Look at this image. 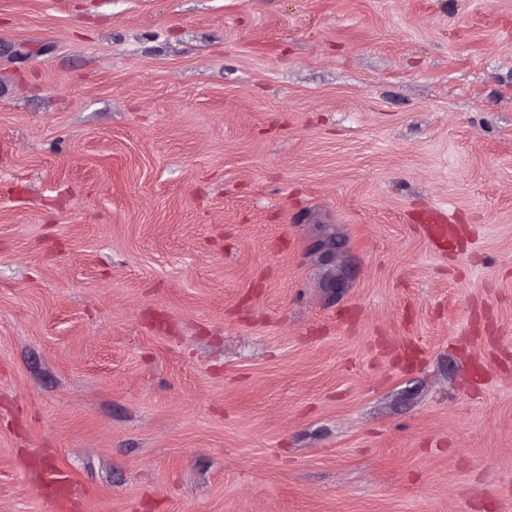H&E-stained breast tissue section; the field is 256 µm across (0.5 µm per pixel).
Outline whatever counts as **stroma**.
<instances>
[{
    "label": "stroma",
    "mask_w": 512,
    "mask_h": 512,
    "mask_svg": "<svg viewBox=\"0 0 512 512\" xmlns=\"http://www.w3.org/2000/svg\"><path fill=\"white\" fill-rule=\"evenodd\" d=\"M0 512H512V0H0Z\"/></svg>",
    "instance_id": "stroma-1"
}]
</instances>
